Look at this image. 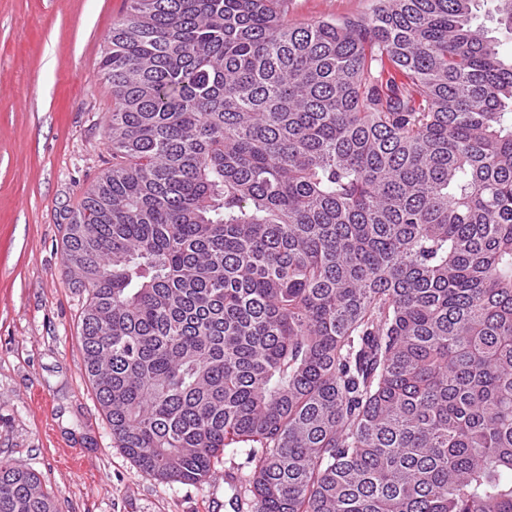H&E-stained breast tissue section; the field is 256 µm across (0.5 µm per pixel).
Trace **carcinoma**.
Instances as JSON below:
<instances>
[{"label": "carcinoma", "instance_id": "obj_1", "mask_svg": "<svg viewBox=\"0 0 512 512\" xmlns=\"http://www.w3.org/2000/svg\"><path fill=\"white\" fill-rule=\"evenodd\" d=\"M130 0L63 238L112 440L256 512H512V59L475 0ZM0 512H58L0 461ZM373 0H291L288 15L302 22L318 18L342 19L370 11Z\"/></svg>", "mask_w": 512, "mask_h": 512}]
</instances>
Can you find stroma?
<instances>
[{
  "instance_id": "stroma-1",
  "label": "stroma",
  "mask_w": 512,
  "mask_h": 512,
  "mask_svg": "<svg viewBox=\"0 0 512 512\" xmlns=\"http://www.w3.org/2000/svg\"><path fill=\"white\" fill-rule=\"evenodd\" d=\"M373 0H290L302 22L369 12ZM129 0H0V459L37 473L59 512H255L225 471L206 484L152 479L118 448L85 375L87 294L63 263V228L112 163V87L100 59Z\"/></svg>"
}]
</instances>
